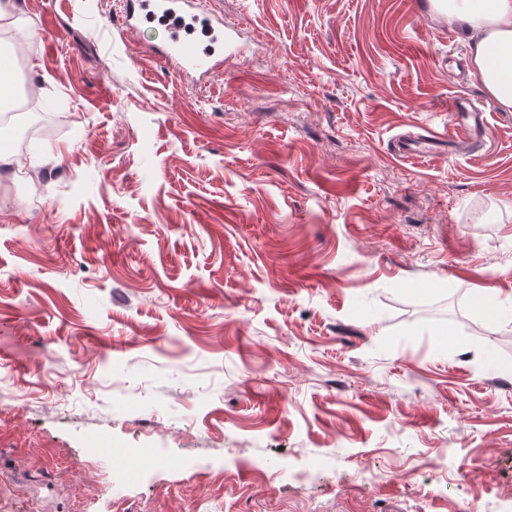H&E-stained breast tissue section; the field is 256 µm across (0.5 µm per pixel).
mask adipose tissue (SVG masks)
<instances>
[{
    "mask_svg": "<svg viewBox=\"0 0 512 512\" xmlns=\"http://www.w3.org/2000/svg\"><path fill=\"white\" fill-rule=\"evenodd\" d=\"M449 24H465L470 74L500 111L512 112V0H446Z\"/></svg>",
    "mask_w": 512,
    "mask_h": 512,
    "instance_id": "ef3b65f1",
    "label": "adipose tissue"
}]
</instances>
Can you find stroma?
Returning a JSON list of instances; mask_svg holds the SVG:
<instances>
[{
    "mask_svg": "<svg viewBox=\"0 0 512 512\" xmlns=\"http://www.w3.org/2000/svg\"><path fill=\"white\" fill-rule=\"evenodd\" d=\"M112 4L17 0V107L66 128L0 176V512H512V322L471 302L512 295V112L465 29L218 0L197 81ZM463 94L484 147L394 154ZM472 303L481 312L484 319L492 325H497L502 320L506 310L502 301L487 293L473 295Z\"/></svg>",
    "mask_w": 512,
    "mask_h": 512,
    "instance_id": "stroma-1",
    "label": "stroma"
}]
</instances>
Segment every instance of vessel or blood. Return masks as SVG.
<instances>
[{
    "mask_svg": "<svg viewBox=\"0 0 512 512\" xmlns=\"http://www.w3.org/2000/svg\"><path fill=\"white\" fill-rule=\"evenodd\" d=\"M122 21L129 28L163 22L168 35L154 45L155 58L202 77L214 68L215 43L221 41L228 47L235 44L234 31L225 27L223 14L201 10L197 0H124ZM448 116L446 133L398 140L395 144L398 155L434 156L459 142L478 148L484 145L487 119L470 99L462 96L450 99Z\"/></svg>",
    "mask_w": 512,
    "mask_h": 512,
    "instance_id": "obj_1",
    "label": "vessel or blood"
}]
</instances>
